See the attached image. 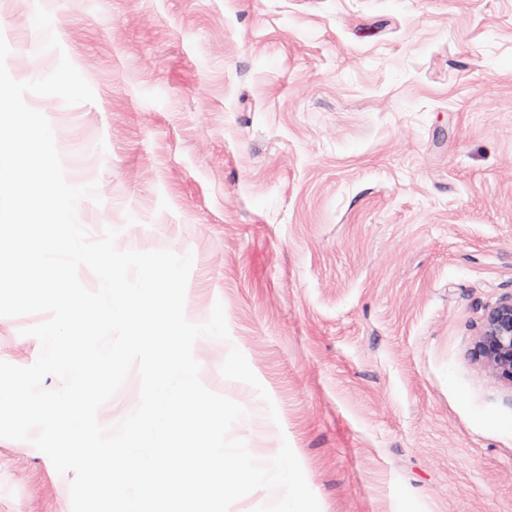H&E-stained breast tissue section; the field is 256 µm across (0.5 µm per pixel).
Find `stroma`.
Wrapping results in <instances>:
<instances>
[{
    "instance_id": "obj_1",
    "label": "stroma",
    "mask_w": 512,
    "mask_h": 512,
    "mask_svg": "<svg viewBox=\"0 0 512 512\" xmlns=\"http://www.w3.org/2000/svg\"><path fill=\"white\" fill-rule=\"evenodd\" d=\"M0 35L15 80L64 55L93 89L25 96L90 239L192 254L189 321L222 304L193 354L232 436L289 442L321 512H512V386L472 355L512 296V0H0ZM43 320L0 317V361ZM71 480L0 439V512H72Z\"/></svg>"
}]
</instances>
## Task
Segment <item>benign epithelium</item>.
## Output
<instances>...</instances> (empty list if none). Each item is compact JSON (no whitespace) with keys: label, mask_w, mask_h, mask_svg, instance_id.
I'll return each mask as SVG.
<instances>
[{"label":"benign epithelium","mask_w":512,"mask_h":512,"mask_svg":"<svg viewBox=\"0 0 512 512\" xmlns=\"http://www.w3.org/2000/svg\"><path fill=\"white\" fill-rule=\"evenodd\" d=\"M473 354L489 374L512 385V297L484 310Z\"/></svg>","instance_id":"obj_1"}]
</instances>
